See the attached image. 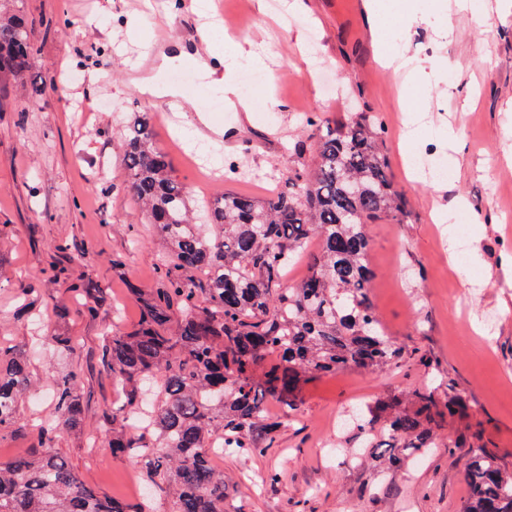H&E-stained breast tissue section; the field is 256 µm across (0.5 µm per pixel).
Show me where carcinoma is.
<instances>
[{"label":"carcinoma","mask_w":512,"mask_h":512,"mask_svg":"<svg viewBox=\"0 0 512 512\" xmlns=\"http://www.w3.org/2000/svg\"><path fill=\"white\" fill-rule=\"evenodd\" d=\"M31 27L19 0H0V79L34 65ZM315 155L266 199L217 192L196 222L191 188L174 175L155 139L156 117L132 112L122 141L127 192L167 246L153 288L137 292V327L111 336L115 377L114 453L135 454L153 487L171 494L168 512H224V472L208 451L259 455L273 430L266 405L298 409L302 385L346 370L396 365L404 351L384 329L371 295L369 225L401 215L381 151L384 124L362 112L342 127L318 116ZM317 250L307 251L310 240ZM306 258V273L288 281V265ZM204 304H199V300ZM31 384L22 355L0 349V435L22 426L19 401ZM77 377L60 381L57 419L37 434L41 452L0 466V512H146L87 488L53 451L57 431L82 430ZM155 407L140 431L126 427L147 397ZM357 419L364 447L385 437L405 455L427 452L441 423L465 409L448 391L424 386ZM471 495L462 512H512V476L481 447L463 469Z\"/></svg>","instance_id":"obj_1"}]
</instances>
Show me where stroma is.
Masks as SVG:
<instances>
[{
  "mask_svg": "<svg viewBox=\"0 0 512 512\" xmlns=\"http://www.w3.org/2000/svg\"><path fill=\"white\" fill-rule=\"evenodd\" d=\"M404 1L381 0L386 42L436 66L415 94L405 95L402 76L376 63L362 0H305L299 13L249 0L225 29L252 41L275 76L270 83L248 66L237 68L252 114L211 111L224 127L219 140L193 135L190 112L156 125L194 200L205 188L264 198L289 167L313 159L305 115L342 125L369 112L385 125L380 147L407 199L403 216L369 228L372 297L404 361L311 379L291 413L269 404L276 429L265 453L213 460L224 473V512H462L470 497L463 467L475 435L512 474V267L502 263L512 257V204L502 194L512 186L505 161L512 156V12L491 11L477 22L457 11L455 0H408L428 21L406 39ZM157 3L152 11L132 0H23L37 56L23 80L0 82V345L24 353L34 386L19 405L23 429L0 438V465L36 453L33 426L49 412L55 381L73 372L84 429L59 431L56 451L99 495L133 507L148 495L154 512H167L164 490L145 491L140 459L113 455L102 428L114 392L105 345L113 330L137 324L134 291L155 284L166 251L127 194L121 150L126 113H155L163 103L143 98L129 76L164 49L147 35L163 27L188 42L200 24L191 0ZM318 59L330 69L317 81L309 73ZM35 82L41 94H32ZM405 104L420 109L424 121L407 160L398 151ZM450 127L453 148L441 138ZM195 151L215 169L209 185L198 177ZM412 161L445 164L448 177L410 181ZM230 166L238 175L228 181L223 170ZM443 181L463 204L450 226L429 215ZM477 213L487 223H470ZM117 256L123 264L116 268ZM58 266L98 284L95 317L81 312L85 296L54 278ZM58 332L75 337L73 354L55 353L51 336ZM425 385L454 388L470 407L439 429L429 454L397 467L349 460L346 449L359 445L355 431L342 428L349 410H374Z\"/></svg>",
  "mask_w": 512,
  "mask_h": 512,
  "instance_id": "35a3bbf8",
  "label": "stroma"
}]
</instances>
